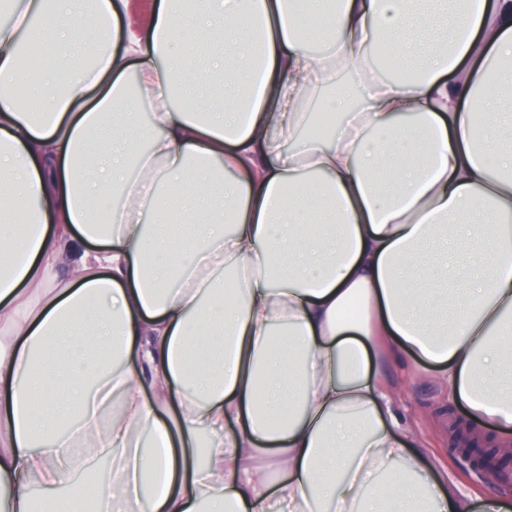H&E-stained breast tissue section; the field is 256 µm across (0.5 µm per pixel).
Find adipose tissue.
Here are the masks:
<instances>
[{"label": "adipose tissue", "instance_id": "adipose-tissue-1", "mask_svg": "<svg viewBox=\"0 0 512 512\" xmlns=\"http://www.w3.org/2000/svg\"><path fill=\"white\" fill-rule=\"evenodd\" d=\"M68 3L0 24V223L38 226L0 235V512L80 469L47 505L512 512L427 462L378 363L512 427V0H91L106 47Z\"/></svg>", "mask_w": 512, "mask_h": 512}]
</instances>
